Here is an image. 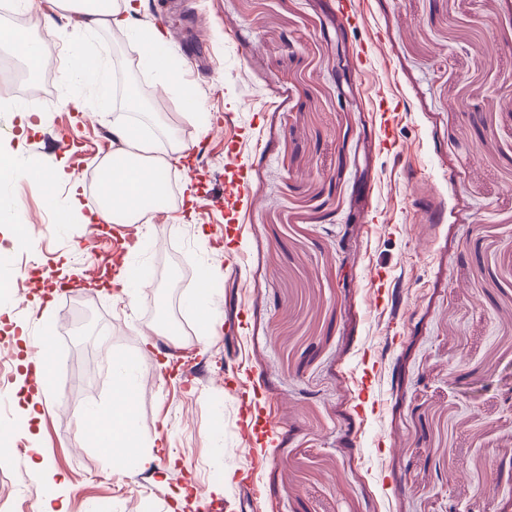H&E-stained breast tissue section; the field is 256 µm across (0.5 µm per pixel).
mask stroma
Returning a JSON list of instances; mask_svg holds the SVG:
<instances>
[{
	"label": "stroma",
	"mask_w": 512,
	"mask_h": 512,
	"mask_svg": "<svg viewBox=\"0 0 512 512\" xmlns=\"http://www.w3.org/2000/svg\"><path fill=\"white\" fill-rule=\"evenodd\" d=\"M342 2L143 0L171 68L137 70L151 107L129 121L189 151L172 205L105 227L84 218L117 113L75 87L72 15L0 9L46 58L35 72L0 43L21 88L45 89L25 135L0 101V150L65 172L0 185L17 206L0 242L31 228L0 261L26 444L0 453V512L54 495L65 512H512V0H353L356 26ZM134 269L151 287H128ZM57 271L82 282L64 304L30 283ZM49 336L35 423L21 361ZM117 356L159 442L147 464L83 441Z\"/></svg>",
	"instance_id": "35a3bbf8"
}]
</instances>
